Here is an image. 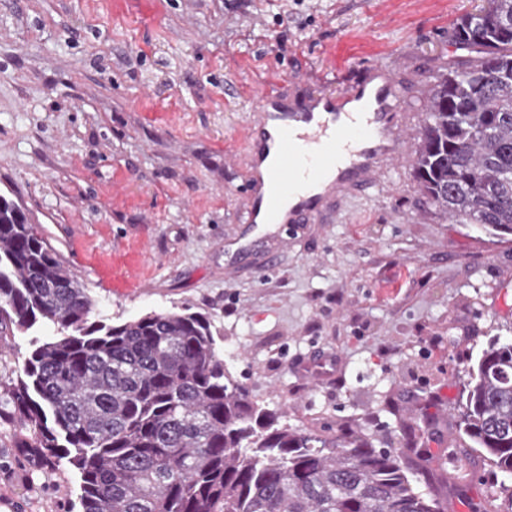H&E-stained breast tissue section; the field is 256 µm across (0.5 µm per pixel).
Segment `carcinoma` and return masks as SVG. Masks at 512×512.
<instances>
[{
  "label": "carcinoma",
  "mask_w": 512,
  "mask_h": 512,
  "mask_svg": "<svg viewBox=\"0 0 512 512\" xmlns=\"http://www.w3.org/2000/svg\"><path fill=\"white\" fill-rule=\"evenodd\" d=\"M470 56L430 89L413 152L419 202L439 218L512 234V0L458 17ZM78 276L0 195V339L39 322L64 335L0 376V421L49 473L80 476L81 512H445L447 473L411 461L410 440L293 428L252 400L185 306L90 320ZM462 455L512 477V342L490 340L465 370Z\"/></svg>",
  "instance_id": "cac0c4a2"
}]
</instances>
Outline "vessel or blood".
I'll return each mask as SVG.
<instances>
[{
    "label": "vessel or blood",
    "mask_w": 512,
    "mask_h": 512,
    "mask_svg": "<svg viewBox=\"0 0 512 512\" xmlns=\"http://www.w3.org/2000/svg\"><path fill=\"white\" fill-rule=\"evenodd\" d=\"M256 111L247 224L294 230L341 213L352 198L379 190L385 175L410 155L415 115L405 107L402 77L390 64L361 66L336 90L309 94L300 103L286 101L279 86L262 87Z\"/></svg>",
    "instance_id": "b4317fda"
}]
</instances>
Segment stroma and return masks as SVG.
Here are the masks:
<instances>
[{"label": "stroma", "instance_id": "obj_1", "mask_svg": "<svg viewBox=\"0 0 512 512\" xmlns=\"http://www.w3.org/2000/svg\"><path fill=\"white\" fill-rule=\"evenodd\" d=\"M478 0H0V195L85 284L95 320L184 306L211 317L231 374L300 429H366L379 448L418 424L430 466L491 484L454 457L464 370L512 341V235L439 219L411 164L332 224L288 240L243 224L257 77L308 85L364 64L433 84L462 59L448 38ZM264 251L229 262L227 244ZM274 270L257 272L265 251ZM0 341L21 366L54 339ZM336 359L322 380L305 365ZM0 512H79L68 461L44 474L0 436Z\"/></svg>", "mask_w": 512, "mask_h": 512}]
</instances>
